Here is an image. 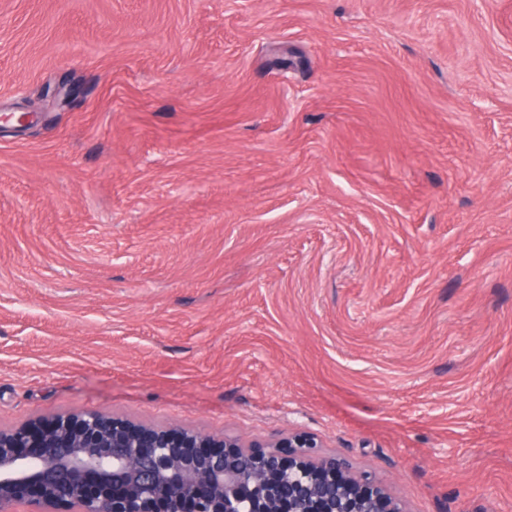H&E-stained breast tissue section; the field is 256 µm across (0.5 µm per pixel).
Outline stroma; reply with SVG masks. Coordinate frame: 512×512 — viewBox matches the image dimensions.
Listing matches in <instances>:
<instances>
[{"mask_svg":"<svg viewBox=\"0 0 512 512\" xmlns=\"http://www.w3.org/2000/svg\"><path fill=\"white\" fill-rule=\"evenodd\" d=\"M19 110L0 429L302 430L512 512V0H0Z\"/></svg>","mask_w":512,"mask_h":512,"instance_id":"obj_1","label":"stroma"}]
</instances>
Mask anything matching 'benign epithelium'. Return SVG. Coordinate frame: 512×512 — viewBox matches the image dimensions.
I'll return each mask as SVG.
<instances>
[{"label":"benign epithelium","instance_id":"7a95c632","mask_svg":"<svg viewBox=\"0 0 512 512\" xmlns=\"http://www.w3.org/2000/svg\"><path fill=\"white\" fill-rule=\"evenodd\" d=\"M320 447L305 432L245 445L81 410L0 430V512H407Z\"/></svg>","mask_w":512,"mask_h":512}]
</instances>
